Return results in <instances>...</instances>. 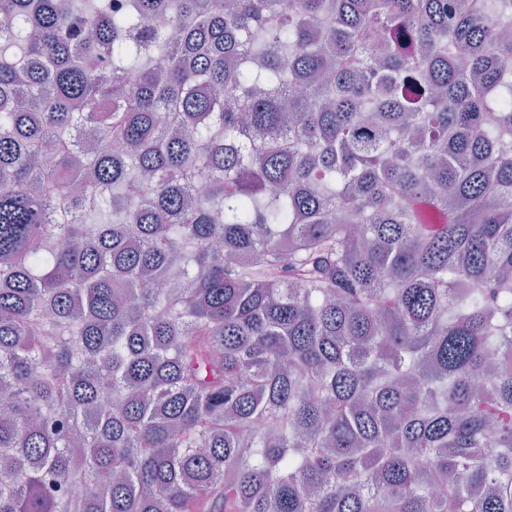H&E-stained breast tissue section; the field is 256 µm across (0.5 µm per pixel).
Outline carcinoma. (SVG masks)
I'll return each mask as SVG.
<instances>
[{"mask_svg": "<svg viewBox=\"0 0 512 512\" xmlns=\"http://www.w3.org/2000/svg\"><path fill=\"white\" fill-rule=\"evenodd\" d=\"M0 17V512H512V0Z\"/></svg>", "mask_w": 512, "mask_h": 512, "instance_id": "1", "label": "carcinoma"}]
</instances>
